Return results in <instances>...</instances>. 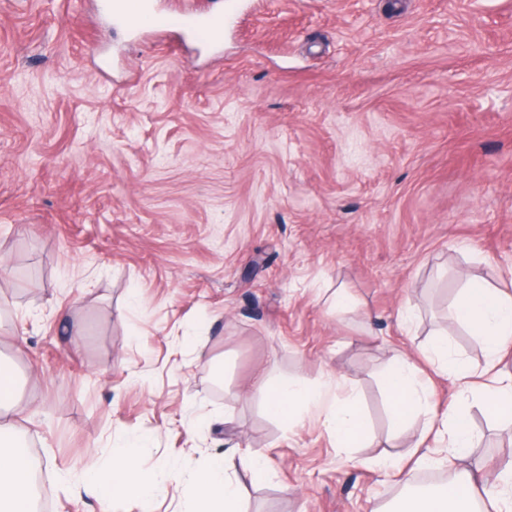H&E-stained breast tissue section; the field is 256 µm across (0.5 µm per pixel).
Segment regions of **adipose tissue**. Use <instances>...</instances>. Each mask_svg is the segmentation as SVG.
Segmentation results:
<instances>
[{
  "mask_svg": "<svg viewBox=\"0 0 512 512\" xmlns=\"http://www.w3.org/2000/svg\"><path fill=\"white\" fill-rule=\"evenodd\" d=\"M448 320L482 337L491 358L512 352V290L467 283L449 304ZM424 356L483 395L489 414L512 422V375L496 376L489 385L476 384L473 371L450 351L444 338L436 339ZM383 382L397 425L425 418L429 432L446 436L453 459L465 460L474 444V434L463 409H450L446 419L439 422L428 419L433 392L419 381L415 368L403 357L392 359ZM254 391L260 396L267 416L283 426L299 425L305 415L316 413L323 416L337 447H353L367 435L365 416L341 384H314L291 378L274 380L262 375ZM16 395V374L9 364L0 361V512H33L31 461L16 439L10 420ZM140 446V441H131L119 454L104 485L105 496L120 495L148 506L161 494V483L147 480L141 470ZM484 496L507 510L511 508L512 469L498 473L486 490L464 477L428 493L404 497L397 512H479ZM248 497V488L218 456L194 479L187 512H249Z\"/></svg>",
  "mask_w": 512,
  "mask_h": 512,
  "instance_id": "adipose-tissue-1",
  "label": "adipose tissue"
}]
</instances>
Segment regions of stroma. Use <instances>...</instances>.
Returning <instances> with one entry per match:
<instances>
[{
    "mask_svg": "<svg viewBox=\"0 0 512 512\" xmlns=\"http://www.w3.org/2000/svg\"><path fill=\"white\" fill-rule=\"evenodd\" d=\"M98 3L0 0V359L52 512H139L74 481L134 436L183 477L154 512L247 447L251 512H387L419 470L378 462L424 423L393 428L381 373L405 355L447 409L435 335L488 363L449 301L512 289V0H253L216 51ZM262 374L341 379L369 439L271 421ZM465 405L481 485L512 426Z\"/></svg>",
    "mask_w": 512,
    "mask_h": 512,
    "instance_id": "stroma-1",
    "label": "stroma"
}]
</instances>
